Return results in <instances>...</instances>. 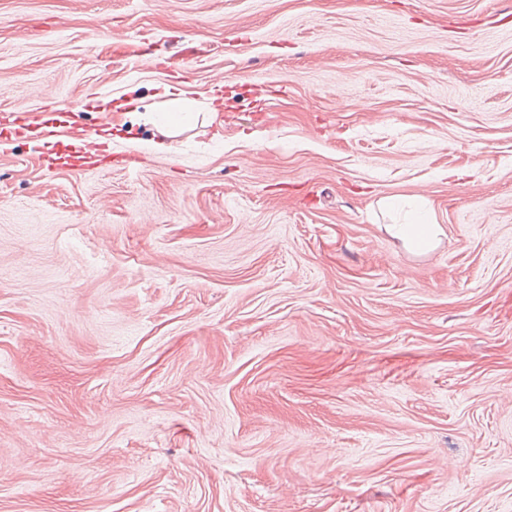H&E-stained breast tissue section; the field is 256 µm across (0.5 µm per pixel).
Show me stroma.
Returning a JSON list of instances; mask_svg holds the SVG:
<instances>
[{
  "label": "stroma",
  "instance_id": "35a3bbf8",
  "mask_svg": "<svg viewBox=\"0 0 512 512\" xmlns=\"http://www.w3.org/2000/svg\"><path fill=\"white\" fill-rule=\"evenodd\" d=\"M14 112L0 512H512V0H0ZM181 100L174 99L172 103L174 107L169 112H159L154 122L160 128L163 139L154 140L149 143V151L156 154H166L172 149L171 141L165 139H175L185 127L190 125L193 120L192 112H183L177 105ZM414 218L405 224H388L386 227L396 238L401 239L408 250L417 254L431 251L436 244L441 227L431 218L425 203L416 198L405 202Z\"/></svg>",
  "mask_w": 512,
  "mask_h": 512
}]
</instances>
